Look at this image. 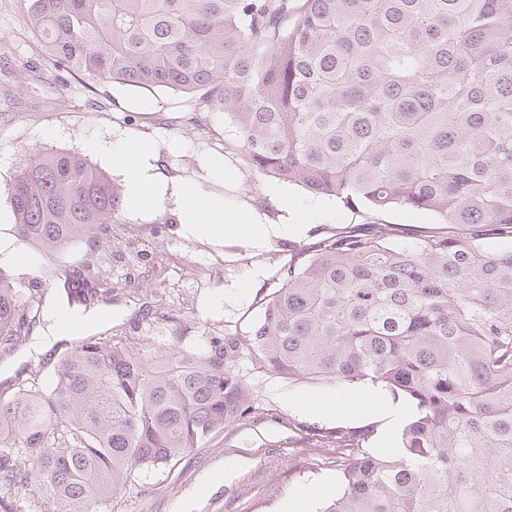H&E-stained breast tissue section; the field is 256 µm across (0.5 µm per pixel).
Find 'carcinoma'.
<instances>
[{
  "label": "carcinoma",
  "instance_id": "cac0c4a2",
  "mask_svg": "<svg viewBox=\"0 0 512 512\" xmlns=\"http://www.w3.org/2000/svg\"><path fill=\"white\" fill-rule=\"evenodd\" d=\"M52 66L162 87L224 113L259 176L345 208L422 210L438 227L343 224L295 248L244 337L151 355L85 336L49 380L0 381V512H105L135 475L249 418L256 369L368 379L415 403L397 457L336 432L324 512H512V0H31ZM19 240L60 248L122 220L121 189L77 149L13 178ZM95 272L64 282L91 305ZM45 289L0 271V352Z\"/></svg>",
  "mask_w": 512,
  "mask_h": 512
}]
</instances>
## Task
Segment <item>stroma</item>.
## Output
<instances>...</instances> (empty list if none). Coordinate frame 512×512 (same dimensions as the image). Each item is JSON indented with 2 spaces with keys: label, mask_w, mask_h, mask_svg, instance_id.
Listing matches in <instances>:
<instances>
[{
  "label": "stroma",
  "mask_w": 512,
  "mask_h": 512,
  "mask_svg": "<svg viewBox=\"0 0 512 512\" xmlns=\"http://www.w3.org/2000/svg\"><path fill=\"white\" fill-rule=\"evenodd\" d=\"M125 139L153 145L162 180L189 182L200 195L246 205L271 223L305 224V233L273 239L259 252L239 242L212 247L179 235L169 213L146 209L125 211L100 248L86 236L53 251L17 239L7 188L19 167L35 155L76 148L121 185L125 177L113 168L111 150ZM234 142L229 120L193 96L56 75L33 32L30 0H0V241L11 244L0 251V269L19 287L41 285L52 301L70 271L94 265L112 284L111 299L94 304L112 311L101 333L143 352L163 346L175 331L196 336L205 329L221 337L247 331L276 285L272 266L287 263L294 247L315 246L367 213L254 175ZM279 192L288 196V211L278 206ZM148 310L154 320L145 319ZM237 369L256 390L252 418L213 432L170 465L140 473L114 500V512H279L301 496L310 512H323L340 490L336 451L310 447L307 436L359 430L364 448L397 456L399 441L381 446L386 422L358 400V384L295 381L257 371L245 359ZM329 401L335 413L308 409Z\"/></svg>",
  "instance_id": "35a3bbf8"
}]
</instances>
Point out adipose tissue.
<instances>
[{"instance_id":"ef3b65f1","label":"adipose tissue","mask_w":512,"mask_h":512,"mask_svg":"<svg viewBox=\"0 0 512 512\" xmlns=\"http://www.w3.org/2000/svg\"><path fill=\"white\" fill-rule=\"evenodd\" d=\"M153 156V146L145 141H125L112 147V161L126 176L131 207L174 212L184 236L212 244L241 239L258 248L270 238L304 230L300 224L268 223L247 209H226L223 200L201 196L191 184L164 182L153 170Z\"/></svg>"}]
</instances>
